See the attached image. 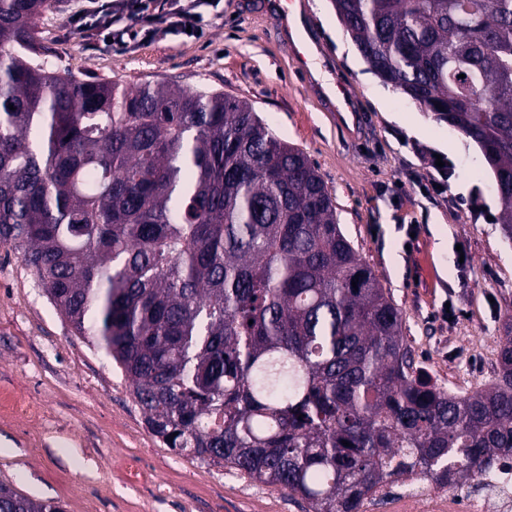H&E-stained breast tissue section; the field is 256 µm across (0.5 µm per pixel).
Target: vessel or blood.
Wrapping results in <instances>:
<instances>
[{"mask_svg": "<svg viewBox=\"0 0 512 512\" xmlns=\"http://www.w3.org/2000/svg\"><path fill=\"white\" fill-rule=\"evenodd\" d=\"M268 5L277 25L288 32L292 57L298 70L305 75L308 83H315L316 74L310 67V59L322 57L323 52L314 28L303 13L302 0H268ZM324 92L335 102L337 123L349 129L352 137H359L360 122L350 88L339 81L326 86Z\"/></svg>", "mask_w": 512, "mask_h": 512, "instance_id": "b4317fda", "label": "vessel or blood"}]
</instances>
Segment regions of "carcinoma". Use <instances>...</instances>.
<instances>
[{"label": "carcinoma", "instance_id": "carcinoma-1", "mask_svg": "<svg viewBox=\"0 0 512 512\" xmlns=\"http://www.w3.org/2000/svg\"><path fill=\"white\" fill-rule=\"evenodd\" d=\"M333 2L370 69L480 149L512 240V0ZM49 5L0 0V244L157 438L312 512L512 457L511 322L489 385L431 381L306 154L222 92L51 69ZM0 512L64 510L0 482Z\"/></svg>", "mask_w": 512, "mask_h": 512}]
</instances>
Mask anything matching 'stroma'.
Returning <instances> with one entry per match:
<instances>
[{"label":"stroma","mask_w":512,"mask_h":512,"mask_svg":"<svg viewBox=\"0 0 512 512\" xmlns=\"http://www.w3.org/2000/svg\"><path fill=\"white\" fill-rule=\"evenodd\" d=\"M85 0H52L37 20L50 66L134 86L166 80L247 101L315 162L345 236L403 313L419 367L456 395L494 377L512 318V241L494 221L493 178L472 142L369 70L331 0H305L327 53L328 80L347 83L363 131L338 126L296 68L264 0H217L205 34L91 45L64 34ZM446 158V196L415 176ZM480 191L472 211L458 197ZM451 317H443V306ZM38 409L33 420L13 405ZM0 481L64 512H308L301 499L166 447L149 430L124 373L78 335L20 254L0 244Z\"/></svg>","instance_id":"35a3bbf8"}]
</instances>
